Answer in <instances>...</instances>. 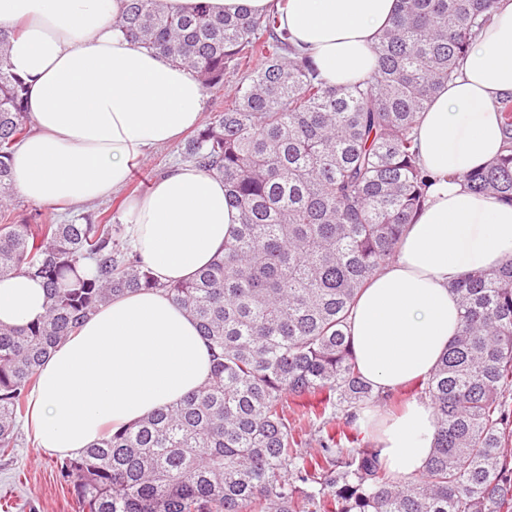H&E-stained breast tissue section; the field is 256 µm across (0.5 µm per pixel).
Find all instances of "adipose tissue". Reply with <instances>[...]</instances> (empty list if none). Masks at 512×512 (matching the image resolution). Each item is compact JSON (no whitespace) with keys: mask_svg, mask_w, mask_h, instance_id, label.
Returning <instances> with one entry per match:
<instances>
[{"mask_svg":"<svg viewBox=\"0 0 512 512\" xmlns=\"http://www.w3.org/2000/svg\"><path fill=\"white\" fill-rule=\"evenodd\" d=\"M216 15L275 14L291 43L331 86L371 78L373 47L397 0H207ZM124 0H0L12 72L27 82L29 133L9 160L12 185L58 210L111 197L134 161L199 126L204 89L190 70L114 25ZM512 93V0H499L459 73L414 129L426 201L394 259L360 291L347 331L360 376L382 393L425 379L460 329L453 286L512 256V205L476 193L465 173L501 152L499 97ZM134 252L163 283L191 279L240 222L224 182L173 167L128 203ZM49 305L44 281L0 277V325L23 327ZM211 351L194 319L164 292L112 300L66 337L38 370L25 421L38 447L80 455L108 429L138 422L203 386ZM387 470L420 475L436 442L428 401L381 417L370 434Z\"/></svg>","mask_w":512,"mask_h":512,"instance_id":"1","label":"adipose tissue"}]
</instances>
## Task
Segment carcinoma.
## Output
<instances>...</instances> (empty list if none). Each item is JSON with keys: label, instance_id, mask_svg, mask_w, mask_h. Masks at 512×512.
Instances as JSON below:
<instances>
[{"label": "carcinoma", "instance_id": "cac0c4a2", "mask_svg": "<svg viewBox=\"0 0 512 512\" xmlns=\"http://www.w3.org/2000/svg\"><path fill=\"white\" fill-rule=\"evenodd\" d=\"M496 4L399 0L374 76L331 87L275 14L216 16L200 0L173 15L163 0H126L116 27L207 90L261 59L185 146L192 164L224 180L241 224L224 253L176 284L158 282L109 215L10 221L8 158L27 130L26 86L0 33V275L38 276L50 299L40 320L0 326V456L21 445L18 426L51 351L98 307L161 288L207 341L210 380L61 460L78 512H512V256L454 285L461 330L411 391L437 420L424 472L399 481L376 449L341 444L359 441L363 409L391 398L359 376L345 327L424 202L413 127ZM498 112L502 153L464 180L512 204V96ZM86 260L94 272L80 277ZM290 402L309 410L290 420ZM329 410L344 430L303 451L302 422Z\"/></svg>", "mask_w": 512, "mask_h": 512}]
</instances>
